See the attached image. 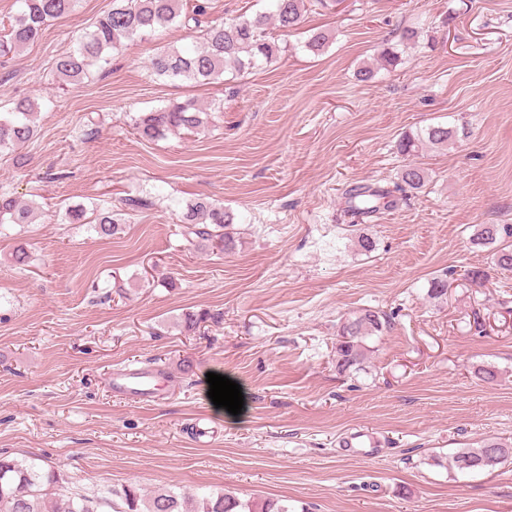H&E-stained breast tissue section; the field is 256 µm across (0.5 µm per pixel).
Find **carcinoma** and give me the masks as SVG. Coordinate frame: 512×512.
Instances as JSON below:
<instances>
[{"instance_id": "carcinoma-1", "label": "carcinoma", "mask_w": 512, "mask_h": 512, "mask_svg": "<svg viewBox=\"0 0 512 512\" xmlns=\"http://www.w3.org/2000/svg\"><path fill=\"white\" fill-rule=\"evenodd\" d=\"M271 8L230 22L206 20L211 6L209 0H197L191 12H182V0H112V9L95 24L94 29L77 41L73 51L56 61L57 77L69 84H78L87 68L104 59V53L125 42L145 35L160 26L194 25L200 42L182 49H164L150 61L156 75L171 80L209 83L224 78L229 72L236 77L263 63H270L281 47L267 37L274 27L284 34L299 29L306 12L314 7L327 8L336 0H270ZM20 10L4 27L0 40V55L5 56L35 42L45 26L74 11L78 0H19ZM329 35L313 31L304 47L314 53L323 52ZM398 61L394 47L380 51L377 66L365 65L358 76L362 81L375 77L377 68L393 66ZM37 104L22 99L11 112L0 114V152L11 150L31 141L38 131ZM220 106L206 110L193 100L173 103L165 108L140 113L134 120L135 129L149 140L161 139L174 131H197L211 120V113ZM453 131L443 125H430L417 133H409L399 141L405 155L419 152L426 145L446 146ZM427 181L424 168L409 164L399 174L398 182L389 189L370 185L356 186L346 192L343 216L346 227L356 233L355 246L362 252L375 249V240L358 229L366 219L394 206L395 193L418 190ZM145 205L141 198L125 199L126 209L112 210L95 207L92 227L100 237H112L126 221L127 211ZM35 202H22L8 193H0V227L5 224H30ZM183 223L202 246L229 250L233 237L226 229L234 224V215L207 198L186 206ZM476 245L489 248L493 267L512 272V225L483 224L474 238ZM390 328L387 315L370 309L346 318L336 334V371L349 373L359 368L370 352L367 339L382 335ZM512 460V443L485 439L475 447L460 448L450 465L461 472L495 468ZM67 478L59 471L43 470L34 463L0 459V512H291L288 504L264 503L261 508L241 502L224 493L198 496L171 489L150 494L133 486L112 491V498L94 499L67 488Z\"/></svg>"}]
</instances>
